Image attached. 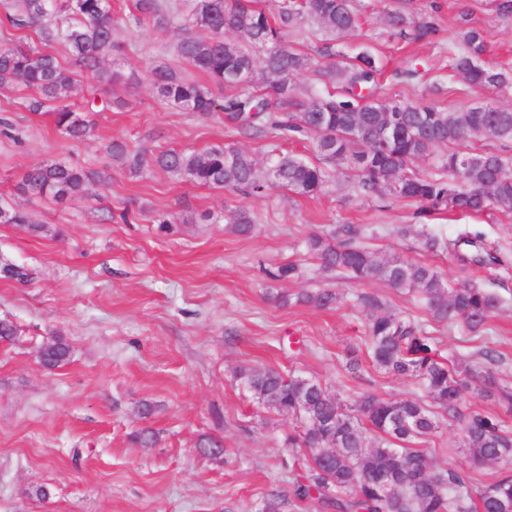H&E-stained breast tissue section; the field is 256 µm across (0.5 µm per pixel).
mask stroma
<instances>
[{
	"mask_svg": "<svg viewBox=\"0 0 512 512\" xmlns=\"http://www.w3.org/2000/svg\"><path fill=\"white\" fill-rule=\"evenodd\" d=\"M128 0H112L119 52L107 65L120 78L102 88L89 73L73 75V108L100 97L110 110L94 114L90 137L77 141L55 125V103L42 114L27 108L29 90L0 86V203L27 211L37 231L0 224V259L27 269L20 283L0 278V319L18 330L0 341V512H258L271 492L287 494L292 473L286 439L294 423L263 409L235 374L269 367L313 378L345 404L370 392L391 400L424 399L420 381L376 369L364 339L371 295L403 319L426 320L412 295L378 281L323 272L307 243L332 224H359L380 256L426 261L452 284L472 280L501 306L483 330L461 323L428 325L449 361L489 347L492 369L512 384V213L481 215L442 209L421 214L417 203L359 195L352 172L342 171L318 197L274 187L262 197L183 181L159 169L134 175L114 159L112 141L128 147L204 150L230 146L266 162L274 148L311 158L307 141H279L225 125L223 113L204 117L162 101L153 68L208 85L207 76L179 57L183 32L130 28ZM437 11H430V3ZM432 12L435 38L398 36L386 24L393 0H354L358 27L326 39L311 25L288 36L289 47L317 57L325 41L337 54L374 55L381 68L375 93L390 104L426 103L446 112L479 104L512 107V88L472 87L452 68L459 33L481 30L487 66L512 69V17L493 0H414ZM416 79H399L403 70ZM60 161L104 173L83 195L58 202L22 191L27 168ZM255 221L250 235L230 232L236 208ZM135 211L137 223L121 221ZM166 216L168 228L156 219ZM412 226L407 236L397 227ZM478 231L495 246L499 266H465L473 247L452 253L425 250L424 234L454 239ZM293 263L298 277L274 281L267 270ZM317 288L338 293L330 310L297 302ZM287 295L284 304L273 294ZM62 337L67 361L45 369L40 348ZM357 370H350V363ZM154 434L151 446L135 440ZM225 452H201L204 440ZM434 465L470 475L476 486L499 477L497 464L472 466L457 422L440 420L424 440Z\"/></svg>",
	"mask_w": 512,
	"mask_h": 512,
	"instance_id": "stroma-1",
	"label": "stroma"
}]
</instances>
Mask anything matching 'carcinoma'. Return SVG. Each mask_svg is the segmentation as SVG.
<instances>
[{"label":"carcinoma","instance_id":"carcinoma-1","mask_svg":"<svg viewBox=\"0 0 512 512\" xmlns=\"http://www.w3.org/2000/svg\"><path fill=\"white\" fill-rule=\"evenodd\" d=\"M131 12L138 26L158 31L179 27L178 16L163 0H133ZM70 19L65 28L48 21L55 14ZM393 28L412 29L419 39L436 36L429 14L403 6L387 14ZM305 22L326 33L343 34L357 25L352 0H275L267 13L248 0H195L190 23L206 37L183 36L180 57L205 73L220 87H252L248 92L216 98L209 88L188 82L166 67L152 72L158 95L187 112L209 116L224 113V121L241 129L268 130L288 138L310 137L321 163L280 153L271 162L277 177L261 169L254 157L240 149L166 150L157 154L132 150L114 142L112 155L124 159L134 174L155 166L186 181L223 188L247 196H261L278 184L304 196L322 193L343 169L354 172V188L364 196L413 201L423 211L459 209L482 214L497 208L512 212V157L499 152L437 150L470 138L499 141L512 149V109L476 105L460 112H444L433 105H389L374 95L378 68L373 56L359 53L346 62L333 60L334 46L325 45L329 62L315 73L324 86L298 97L296 77L310 69L309 57L288 47L289 32ZM112 0H11L0 14V28L16 40L34 32L39 48L8 46L0 49V85L23 83L33 91L28 109L39 112L47 101H58L56 125L71 138L82 140L92 130V108L77 112L65 103L73 89L72 72L49 48L58 41L71 51L73 65L107 85L116 76L105 66L118 48L113 40ZM231 33L237 42L225 40ZM485 42L469 29L463 33L452 68L474 86L506 88L512 76L483 62ZM433 160L435 172L424 174L416 163ZM105 175L61 162L30 167L22 189L64 201L84 191L87 183ZM0 223L38 230L30 216L0 206ZM231 232L246 236L253 230L247 211L229 215ZM365 229L334 224L309 238L308 247L323 271L348 274L357 280H378L409 293L422 302L433 321L461 322L469 331L481 330L499 298L467 281L451 288L427 263L382 258L366 246ZM460 240L425 237V248L451 252ZM0 276L24 282L22 267L0 262ZM297 301L330 308L339 301L330 289L303 293ZM362 301L372 309L365 347L376 367L395 376L419 379L428 402L385 400L363 393L345 411L319 381L284 376L272 368L240 371V378L257 403L295 421L288 447L308 450L306 473L294 479L289 494L298 501H319L332 512H512V431L495 412L465 407L462 393L467 379L481 381L487 395L512 412V386L498 382L489 370L493 351L481 349L472 363L459 368L438 353L435 338L421 321L404 320L382 310L376 297ZM70 347L57 338L42 348L41 363L54 369L64 362ZM463 425L464 447L472 463L501 464L504 472L494 482L477 487L463 472L436 470L428 453L414 447L438 429L437 413Z\"/></svg>","mask_w":512,"mask_h":512}]
</instances>
